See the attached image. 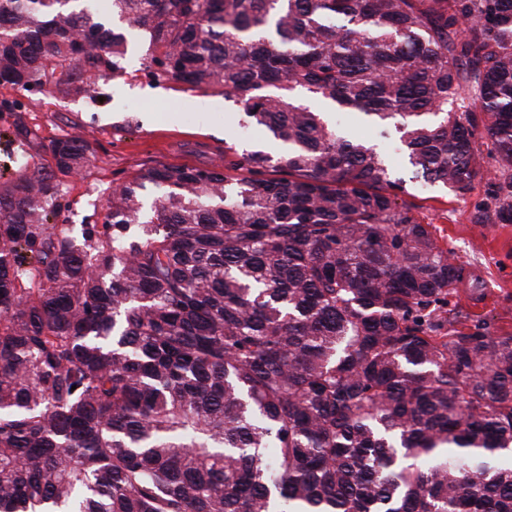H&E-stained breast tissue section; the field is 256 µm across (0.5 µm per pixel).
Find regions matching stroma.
Instances as JSON below:
<instances>
[{
  "label": "stroma",
  "instance_id": "35a3bbf8",
  "mask_svg": "<svg viewBox=\"0 0 512 512\" xmlns=\"http://www.w3.org/2000/svg\"><path fill=\"white\" fill-rule=\"evenodd\" d=\"M101 100L62 99L44 91L25 99L21 113L0 106V131L16 118L35 129L37 151L52 165V146L63 138L85 141L90 164L63 177L60 224H100L117 186L159 164L223 165L224 142L240 123L236 106L223 94L191 91L173 80L155 81L130 61L117 78L101 79ZM487 181L475 182L466 198L441 188L416 189L404 200L411 216L431 225L447 246L462 281L448 305L457 329L471 332L488 324L491 332L512 335V224H477L476 207Z\"/></svg>",
  "mask_w": 512,
  "mask_h": 512
}]
</instances>
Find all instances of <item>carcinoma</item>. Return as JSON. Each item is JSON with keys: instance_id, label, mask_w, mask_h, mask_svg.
<instances>
[{"instance_id": "carcinoma-1", "label": "carcinoma", "mask_w": 512, "mask_h": 512, "mask_svg": "<svg viewBox=\"0 0 512 512\" xmlns=\"http://www.w3.org/2000/svg\"><path fill=\"white\" fill-rule=\"evenodd\" d=\"M140 37L243 112L231 173L100 226L55 223L86 144L0 174V512H512V336L398 203L491 171L512 223V0H0V84L94 99Z\"/></svg>"}]
</instances>
